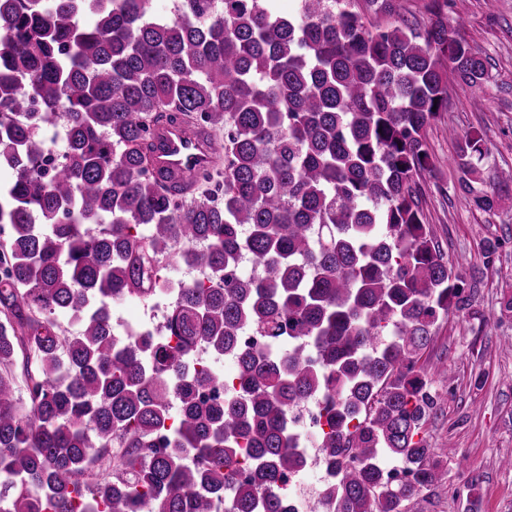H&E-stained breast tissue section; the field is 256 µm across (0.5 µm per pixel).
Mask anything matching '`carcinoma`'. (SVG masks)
Here are the masks:
<instances>
[{
	"label": "carcinoma",
	"instance_id": "cac0c4a2",
	"mask_svg": "<svg viewBox=\"0 0 512 512\" xmlns=\"http://www.w3.org/2000/svg\"><path fill=\"white\" fill-rule=\"evenodd\" d=\"M152 2L0 0V512H288L306 465L293 412L312 400L334 474L313 512H406L448 480L424 435L448 368L426 354L472 307L419 206L425 132L448 79L475 87L485 61L448 0L385 26L357 0ZM181 123L224 162L187 185L149 164L150 129ZM450 135L495 211L473 186L483 133ZM164 295L157 334L113 338V299ZM199 347L233 377L189 369Z\"/></svg>",
	"mask_w": 512,
	"mask_h": 512
}]
</instances>
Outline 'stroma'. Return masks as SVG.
Returning <instances> with one entry per match:
<instances>
[{
  "label": "stroma",
  "instance_id": "obj_1",
  "mask_svg": "<svg viewBox=\"0 0 512 512\" xmlns=\"http://www.w3.org/2000/svg\"><path fill=\"white\" fill-rule=\"evenodd\" d=\"M449 19L486 61L479 87L448 84V110L426 130L437 168L421 181V206L449 265L469 281L473 314L454 313L441 322L431 363L447 365L451 382L435 381L438 412L425 427L434 448H452L448 482L423 491L408 512H512V318L499 301L512 292V0H455ZM481 106H473L472 97ZM480 130L487 154L485 184H497L504 198L493 214L476 211L461 188L452 162L456 145L449 130ZM498 243L494 265L483 263L486 240ZM476 481L474 493L464 488Z\"/></svg>",
  "mask_w": 512,
  "mask_h": 512
}]
</instances>
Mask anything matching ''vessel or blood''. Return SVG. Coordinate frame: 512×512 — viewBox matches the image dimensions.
<instances>
[{"mask_svg": "<svg viewBox=\"0 0 512 512\" xmlns=\"http://www.w3.org/2000/svg\"><path fill=\"white\" fill-rule=\"evenodd\" d=\"M159 150L151 159L154 169L176 176L207 168L214 159V148L205 128L193 125H166L154 130Z\"/></svg>", "mask_w": 512, "mask_h": 512, "instance_id": "obj_1", "label": "vessel or blood"}]
</instances>
